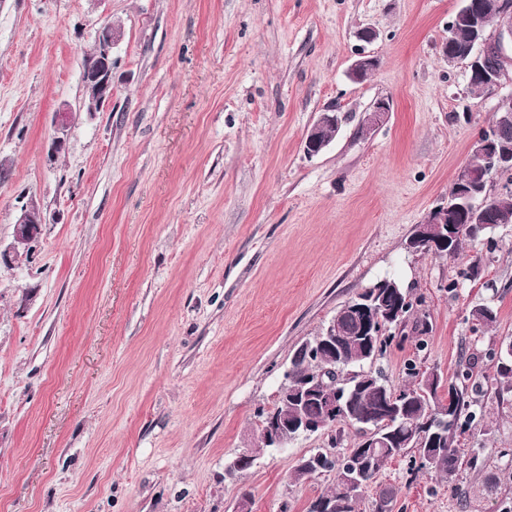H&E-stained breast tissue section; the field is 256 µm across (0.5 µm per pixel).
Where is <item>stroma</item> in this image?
<instances>
[{"instance_id": "1", "label": "stroma", "mask_w": 512, "mask_h": 512, "mask_svg": "<svg viewBox=\"0 0 512 512\" xmlns=\"http://www.w3.org/2000/svg\"><path fill=\"white\" fill-rule=\"evenodd\" d=\"M462 0H0V244L22 204L42 234L0 264V512H306L336 484L293 481L327 433L257 448L294 348L387 275L422 301L424 336L390 346L453 379L512 336V224L458 262L411 253L512 81L473 97L442 47ZM121 25L112 98L82 109L97 30ZM373 28L377 37L361 41ZM380 61L350 79L359 53ZM387 122L362 132L374 103ZM345 122L308 156L321 112ZM65 149L51 154L59 128ZM481 275L446 285L463 265ZM492 303L477 328L470 309ZM486 471L445 482L394 459L397 512H502L512 400L490 403ZM248 471L228 474L243 449ZM500 479L496 499L487 473Z\"/></svg>"}]
</instances>
